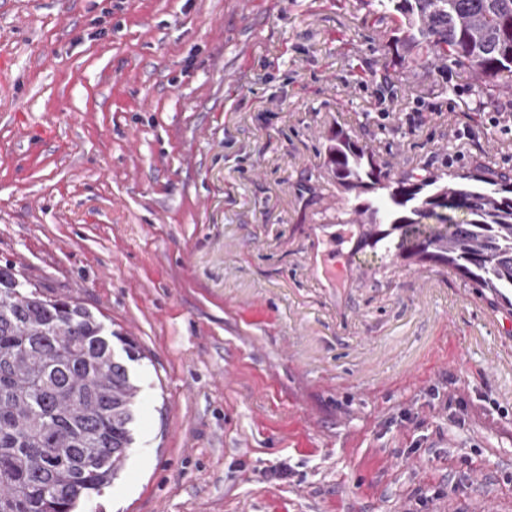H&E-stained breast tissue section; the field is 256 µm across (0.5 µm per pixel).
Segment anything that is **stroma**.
I'll list each match as a JSON object with an SVG mask.
<instances>
[{
  "label": "stroma",
  "instance_id": "obj_1",
  "mask_svg": "<svg viewBox=\"0 0 512 512\" xmlns=\"http://www.w3.org/2000/svg\"><path fill=\"white\" fill-rule=\"evenodd\" d=\"M393 36L368 0H0V267L141 350L80 512H512V309L343 263L333 129L512 174V94Z\"/></svg>",
  "mask_w": 512,
  "mask_h": 512
}]
</instances>
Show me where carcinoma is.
Listing matches in <instances>:
<instances>
[{"instance_id":"cac0c4a2","label":"carcinoma","mask_w":512,"mask_h":512,"mask_svg":"<svg viewBox=\"0 0 512 512\" xmlns=\"http://www.w3.org/2000/svg\"><path fill=\"white\" fill-rule=\"evenodd\" d=\"M415 55L494 88L512 74V0H375ZM323 165L345 192L380 191L358 203L356 249L448 266L512 308V178L482 161L463 174L393 176L343 130L327 138ZM389 228L384 229L382 225ZM0 268V512H77L118 475L134 444L138 386L129 363L87 308L21 287Z\"/></svg>"}]
</instances>
